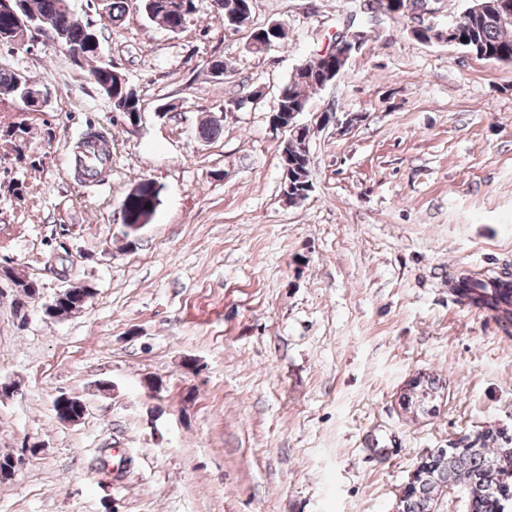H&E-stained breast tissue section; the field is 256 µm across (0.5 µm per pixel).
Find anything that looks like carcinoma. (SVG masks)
<instances>
[{
	"label": "carcinoma",
	"mask_w": 512,
	"mask_h": 512,
	"mask_svg": "<svg viewBox=\"0 0 512 512\" xmlns=\"http://www.w3.org/2000/svg\"><path fill=\"white\" fill-rule=\"evenodd\" d=\"M139 8L151 22L177 33L184 28L188 18L195 11L194 0H139ZM125 0H108L104 20L113 25L119 24L125 15ZM224 23L237 28L249 16L240 13L238 0H223ZM29 23L26 35L43 34V20L50 18L59 23L65 32V45H81L85 40L84 26L70 18L68 0H21L20 15L0 8V44L12 45L20 29L19 18ZM455 37L465 38L471 46V53L479 58L498 62H512V22H504L493 15L490 9L468 16ZM335 69L340 74L342 68L336 63L319 58L309 63L308 80L301 73L292 76L282 87L275 111H307L310 100L319 89L316 78L324 72ZM89 77L112 103L118 112H138L140 99L130 90L125 76L114 66L102 63L91 67ZM42 90L37 83L10 69L0 68V100L24 99ZM111 140L108 136L91 127L81 137L79 150L74 152L75 174L81 182H96L107 171L106 164L112 155ZM288 153L287 202L297 204L308 198L312 188L310 162L304 141L291 139L283 148ZM152 204L150 191H145L131 203H123L124 218L135 215ZM6 277L28 295L36 281L16 271L8 265H0V279ZM461 298L477 308H487L495 312L498 319L512 323V277L477 278L462 273L448 280ZM93 295L86 286H70L59 291L50 300V306L43 311L48 319L71 314L81 309ZM442 389L439 379L430 375L422 377L419 384L409 387L403 393L408 405L423 409L430 403L431 395ZM54 410L61 420L81 419L86 406L78 397L54 399ZM423 467L434 471L436 483H419L404 500V512H428L435 503L439 485L443 484L463 494L465 512H499L501 478L512 476V448H487L485 444L471 446L460 452H450L442 459L426 458L420 462Z\"/></svg>",
	"instance_id": "cac0c4a2"
}]
</instances>
